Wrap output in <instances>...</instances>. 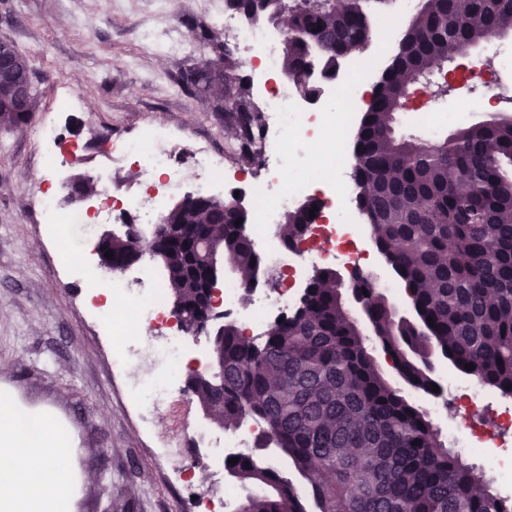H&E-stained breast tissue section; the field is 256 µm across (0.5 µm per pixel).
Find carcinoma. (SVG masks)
<instances>
[{"label": "carcinoma", "mask_w": 512, "mask_h": 512, "mask_svg": "<svg viewBox=\"0 0 512 512\" xmlns=\"http://www.w3.org/2000/svg\"><path fill=\"white\" fill-rule=\"evenodd\" d=\"M372 0H224L253 22L292 21L284 68L294 87L314 89L304 77L314 63L326 73L372 40L367 6ZM494 29L512 33V0H419L391 63L375 84L353 142L355 203L379 253L401 282L415 318H396L386 296L369 279L336 282V271H318L305 299L283 321L256 336L224 322V399L206 382L189 377L186 391L224 415V428L264 421L268 433L252 452L225 464L250 489L233 512H502L491 480L448 447L430 412L389 382L373 348L380 347L411 387L433 394L434 360L444 359L473 380L512 396V116L482 119L428 142L399 137L394 114L414 86ZM214 57L224 58L226 84L195 79L202 61L184 70L181 88L236 111L224 127L237 142L238 159L253 161L255 105L235 49L206 28L192 26ZM34 76L22 57L0 70V125L28 124L36 107L27 93ZM433 206L423 208V200ZM308 199L279 225L284 243L296 242L310 223ZM169 220L193 228L162 242L175 258L193 251L199 233L224 235V255L237 277L251 282L258 254L247 235L224 226L246 223L228 199L222 208L201 201ZM168 285L198 318L189 273L175 269ZM361 303L370 335L345 305ZM433 322H428L427 318ZM473 364L468 370L465 364ZM417 382H412V379ZM272 442L288 456L300 480L259 462Z\"/></svg>", "instance_id": "carcinoma-1"}]
</instances>
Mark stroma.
<instances>
[{"mask_svg":"<svg viewBox=\"0 0 512 512\" xmlns=\"http://www.w3.org/2000/svg\"><path fill=\"white\" fill-rule=\"evenodd\" d=\"M176 2L159 12L154 0H0V40L30 59L37 93L28 126L0 127V386L71 433L73 469L93 475L78 490L75 512H194L171 469L174 448L180 466L201 474L198 491L222 489L229 480L191 435V425L204 421L194 396L181 393L148 412L133 405L128 386L148 369H113V337L85 305L87 275L101 271L94 241L83 248V273H75L63 257L62 235L49 233L27 208L42 150L36 132L47 121L88 143L84 155L65 157L55 175L60 183L110 165L98 150L109 130L129 137L161 125L174 129L173 149L200 134L223 150V114L177 82L204 52L171 58L142 36L151 18L186 36L194 22L227 39L205 0ZM60 96L73 98L76 110L53 111Z\"/></svg>","mask_w":512,"mask_h":512,"instance_id":"35a3bbf8","label":"stroma"}]
</instances>
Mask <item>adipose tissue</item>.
I'll use <instances>...</instances> for the list:
<instances>
[{"mask_svg": "<svg viewBox=\"0 0 512 512\" xmlns=\"http://www.w3.org/2000/svg\"><path fill=\"white\" fill-rule=\"evenodd\" d=\"M70 454L56 421L0 387V512H75L76 487L90 475L61 468Z\"/></svg>", "mask_w": 512, "mask_h": 512, "instance_id": "ef3b65f1", "label": "adipose tissue"}]
</instances>
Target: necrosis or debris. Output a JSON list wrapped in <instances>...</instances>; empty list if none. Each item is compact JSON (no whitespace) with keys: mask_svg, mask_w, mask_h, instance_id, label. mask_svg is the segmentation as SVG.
Listing matches in <instances>:
<instances>
[{"mask_svg":"<svg viewBox=\"0 0 512 512\" xmlns=\"http://www.w3.org/2000/svg\"><path fill=\"white\" fill-rule=\"evenodd\" d=\"M215 17L234 31L245 52L242 65L250 69L252 84L260 97L261 128L254 148L270 163L253 181L249 235L254 242L269 246L263 255L265 271L279 275L290 268L299 277L308 270L340 262L359 267L364 234L354 221L353 192L344 180L352 161L346 153H339L335 171L326 175L312 152L332 135L340 136L348 130L354 100L372 73V63L356 64L350 69L348 80L336 82L313 102L294 94L293 83L286 78L284 35L228 10L216 11ZM501 55V50L494 49L467 59L465 84L483 86L492 108L512 111V70L500 64ZM168 137L167 129L147 125L135 136L106 142L114 159L134 165L148 180L151 192L147 198L114 195L105 183L89 207L63 211L56 191L48 187L34 201V212L55 231L67 224L82 233L103 218L116 224L156 223L168 196L182 183L181 161L167 148ZM189 158L199 176L200 192H210L220 185L226 195L234 194L236 186L225 161L208 142L192 141ZM307 198L316 199L320 208L317 219L308 227L311 246L297 252L274 246L272 236L283 215ZM111 295L131 303L130 313L122 315L111 310L107 304ZM88 301L98 320L111 326L117 337L112 352L115 361L126 363L144 353L154 364L150 376L133 388L137 400L153 408L170 403L190 366L201 365L202 360L189 351L187 335L171 325L163 284L153 279L148 287L133 288L117 271L90 288ZM292 304L291 289L248 288L235 277L225 278L218 297L225 319L246 332L287 315ZM147 323L165 328L163 344L142 337L141 328ZM494 409L497 421L488 431L477 418L468 426H461L456 414L449 412L447 399L436 398L429 407L430 413L446 421L449 445L466 449L495 476L500 504L504 512H512V403Z\"/></svg>","mask_w":512,"mask_h":512,"instance_id":"1","label":"necrosis or debris"}]
</instances>
